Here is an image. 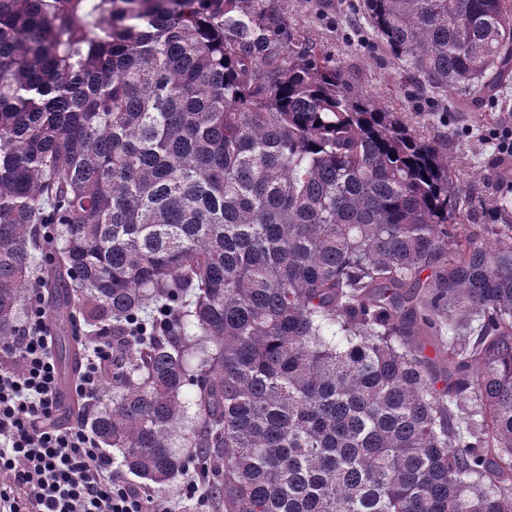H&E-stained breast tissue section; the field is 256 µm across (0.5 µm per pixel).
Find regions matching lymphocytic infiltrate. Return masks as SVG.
<instances>
[{
	"instance_id": "1",
	"label": "lymphocytic infiltrate",
	"mask_w": 512,
	"mask_h": 512,
	"mask_svg": "<svg viewBox=\"0 0 512 512\" xmlns=\"http://www.w3.org/2000/svg\"><path fill=\"white\" fill-rule=\"evenodd\" d=\"M10 343L0 346V512H149L151 496L130 484L85 428L57 422V371L39 294ZM76 388L99 393L112 339L85 348Z\"/></svg>"
}]
</instances>
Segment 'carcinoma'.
Here are the masks:
<instances>
[{
  "label": "carcinoma",
  "mask_w": 512,
  "mask_h": 512,
  "mask_svg": "<svg viewBox=\"0 0 512 512\" xmlns=\"http://www.w3.org/2000/svg\"><path fill=\"white\" fill-rule=\"evenodd\" d=\"M456 111L512 0H359ZM346 85L269 0H0V345L112 336L80 424L224 512H512V179Z\"/></svg>",
  "instance_id": "carcinoma-1"
}]
</instances>
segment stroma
Returning <instances> with one entry per match:
<instances>
[{"instance_id": "stroma-1", "label": "stroma", "mask_w": 512, "mask_h": 512, "mask_svg": "<svg viewBox=\"0 0 512 512\" xmlns=\"http://www.w3.org/2000/svg\"><path fill=\"white\" fill-rule=\"evenodd\" d=\"M274 2L284 8L291 23L303 26L328 49L350 84L402 113L422 134L440 143L468 193H484L485 178L495 164V150L472 130L482 124L487 101H476L473 111L452 113L448 122L438 121L425 105L407 95L397 79L390 77L391 67L383 63L380 53L349 47L347 27L339 11L353 0H308L303 7L298 0Z\"/></svg>"}]
</instances>
